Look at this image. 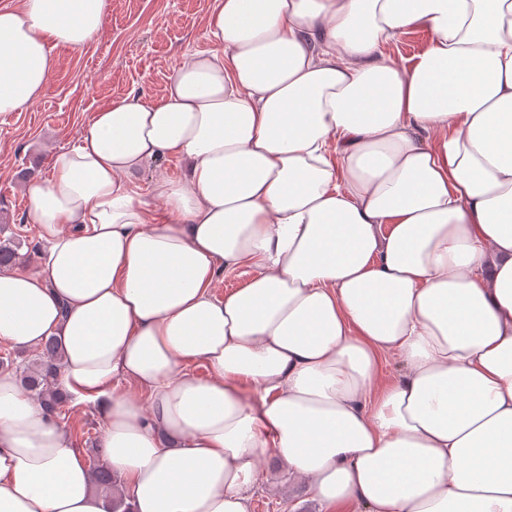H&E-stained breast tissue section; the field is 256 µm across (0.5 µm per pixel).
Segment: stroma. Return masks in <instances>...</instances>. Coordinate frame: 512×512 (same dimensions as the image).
Masks as SVG:
<instances>
[{"instance_id":"1","label":"stroma","mask_w":512,"mask_h":512,"mask_svg":"<svg viewBox=\"0 0 512 512\" xmlns=\"http://www.w3.org/2000/svg\"><path fill=\"white\" fill-rule=\"evenodd\" d=\"M214 0H108L100 33L80 49H52L54 70L44 96L22 111L0 116V241L18 245L19 268L32 270L44 244L27 222L22 168L49 176L51 157L71 146L96 112L129 92L157 102L170 77L192 54L213 50L206 35ZM69 428L88 464L100 463L103 421L87 403H67ZM253 512H322L303 485L292 484L275 454L262 461Z\"/></svg>"}]
</instances>
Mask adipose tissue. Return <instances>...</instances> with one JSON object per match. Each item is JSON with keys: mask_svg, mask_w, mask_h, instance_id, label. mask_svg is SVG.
Segmentation results:
<instances>
[{"mask_svg": "<svg viewBox=\"0 0 512 512\" xmlns=\"http://www.w3.org/2000/svg\"><path fill=\"white\" fill-rule=\"evenodd\" d=\"M107 8L0 6L1 116ZM208 31L29 185L45 251L0 271V341L57 338L124 512H252L271 451L324 512H512V0H216ZM172 157L148 210L131 180ZM0 512H112L8 370ZM430 34L427 30L415 29L403 35L397 43L388 48L394 57L411 60L428 46Z\"/></svg>", "mask_w": 512, "mask_h": 512, "instance_id": "obj_1", "label": "adipose tissue"}]
</instances>
